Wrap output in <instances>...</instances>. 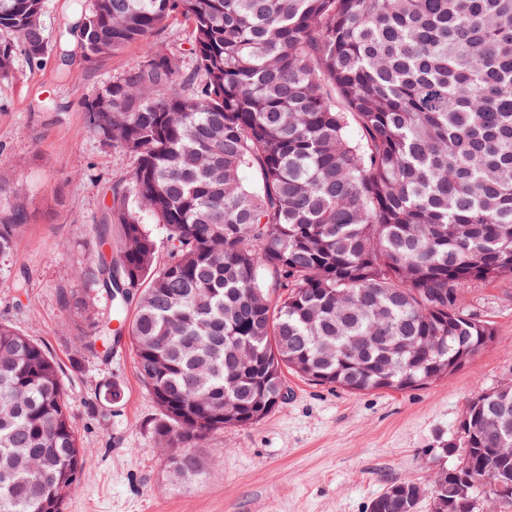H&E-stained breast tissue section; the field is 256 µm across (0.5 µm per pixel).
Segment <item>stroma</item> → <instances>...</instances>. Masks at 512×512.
Masks as SVG:
<instances>
[{
    "instance_id": "obj_1",
    "label": "stroma",
    "mask_w": 512,
    "mask_h": 512,
    "mask_svg": "<svg viewBox=\"0 0 512 512\" xmlns=\"http://www.w3.org/2000/svg\"><path fill=\"white\" fill-rule=\"evenodd\" d=\"M140 56L136 46L92 61L20 55L0 77V220L25 215L17 251L0 261V319L59 365L86 459L65 512H367L393 480L430 487L435 471L455 463L438 450L459 439L472 398L512 381V278L461 289L460 304L492 324L495 340L447 380L353 393L289 376L287 401L259 423L211 433L198 450L201 474L181 485L152 438L159 409L129 341L107 361L78 351L77 337L113 312L93 290L96 226L113 180L133 168L89 130L83 104ZM110 381L122 401L93 410L95 390Z\"/></svg>"
}]
</instances>
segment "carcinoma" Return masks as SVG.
<instances>
[{"label": "carcinoma", "mask_w": 512, "mask_h": 512, "mask_svg": "<svg viewBox=\"0 0 512 512\" xmlns=\"http://www.w3.org/2000/svg\"><path fill=\"white\" fill-rule=\"evenodd\" d=\"M89 59L127 46L140 60L96 96L87 120L133 158L99 227L113 273L95 283L114 308L78 339L112 356L128 329L152 425L183 484L195 449L255 424L284 400L285 374L319 386L402 391L447 379L486 347L491 325L458 304L475 281L512 277V0H75ZM43 0H0V75L17 54H48ZM194 66L156 50L168 23ZM21 216L0 224V260ZM167 231L157 264L152 225ZM256 346L238 366L234 339ZM235 366L239 416L223 419ZM122 400L102 385L94 406ZM448 484L512 504V386L469 403ZM84 473L58 366L0 322V512H64ZM374 512H417L408 480Z\"/></svg>", "instance_id": "carcinoma-1"}]
</instances>
